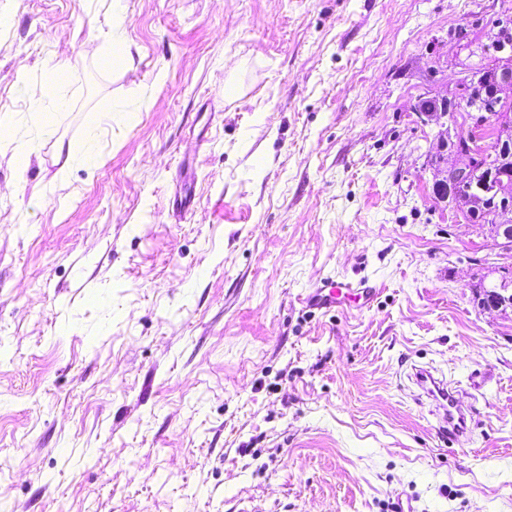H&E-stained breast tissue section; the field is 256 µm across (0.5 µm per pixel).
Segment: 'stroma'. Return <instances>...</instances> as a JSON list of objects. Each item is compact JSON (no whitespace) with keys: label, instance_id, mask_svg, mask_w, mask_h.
Returning <instances> with one entry per match:
<instances>
[{"label":"stroma","instance_id":"stroma-1","mask_svg":"<svg viewBox=\"0 0 512 512\" xmlns=\"http://www.w3.org/2000/svg\"><path fill=\"white\" fill-rule=\"evenodd\" d=\"M503 8L0 0L8 512H512V310L472 288L503 259L433 200L414 110ZM116 28L133 64L100 68ZM329 280L375 294L310 306ZM415 381L429 399L435 410L441 416L444 425L440 431L448 440L458 444L467 436V415L472 410L465 408L457 398L458 390L445 379H439L427 369H419L414 374Z\"/></svg>","mask_w":512,"mask_h":512}]
</instances>
